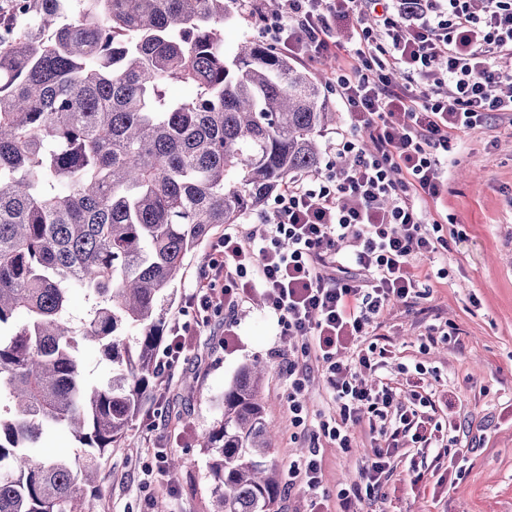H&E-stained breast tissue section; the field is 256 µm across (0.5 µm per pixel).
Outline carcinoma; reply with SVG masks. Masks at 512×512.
<instances>
[{
    "mask_svg": "<svg viewBox=\"0 0 512 512\" xmlns=\"http://www.w3.org/2000/svg\"><path fill=\"white\" fill-rule=\"evenodd\" d=\"M60 2L0 0V512H90L85 488L156 391L161 302L187 256L318 171L336 123L288 57L246 40L226 58L236 0ZM81 342L112 362L107 384H88ZM263 378L242 367L200 437L214 512H276ZM49 426L82 458L33 455Z\"/></svg>",
    "mask_w": 512,
    "mask_h": 512,
    "instance_id": "obj_1",
    "label": "carcinoma"
}]
</instances>
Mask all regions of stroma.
Here are the masks:
<instances>
[{
  "label": "stroma",
  "instance_id": "obj_1",
  "mask_svg": "<svg viewBox=\"0 0 512 512\" xmlns=\"http://www.w3.org/2000/svg\"><path fill=\"white\" fill-rule=\"evenodd\" d=\"M223 37L229 55L239 42L266 35L241 2L225 19ZM289 61L321 84L337 114L336 124L321 134V159L329 161L331 141L348 122L336 92L339 61L332 53L312 60L293 55ZM446 177L436 209L448 217L442 231L448 274L431 279L429 293L414 304L385 310L380 341L390 351L385 371L393 383L422 380L438 402L435 417L441 422L447 414L443 400L451 398L458 420L481 446L466 452L465 472L453 482L433 454L418 457L424 478L414 486L404 480L402 451L412 441L403 438L381 495L353 501L354 512H512V117L491 112L479 126L452 133ZM214 242L206 237L187 258L181 282L164 303L166 321H192L188 295ZM228 326L235 333L229 342ZM300 343L283 333L262 298L231 314L213 310L209 327L190 337L185 360L146 398L121 446L102 459L101 492L90 499L92 512H154L159 500L168 512H212L213 483L196 439L220 422L224 391L239 369L255 363L266 369L260 394L275 433L268 462L284 476L290 461L322 448L326 508L337 512L338 492L358 484L361 460L374 440L364 420L350 425L349 449L322 435L318 422L328 410L329 392L316 372L301 395L303 422L292 423L286 366ZM159 451L179 458L181 471L148 473Z\"/></svg>",
  "mask_w": 512,
  "mask_h": 512
}]
</instances>
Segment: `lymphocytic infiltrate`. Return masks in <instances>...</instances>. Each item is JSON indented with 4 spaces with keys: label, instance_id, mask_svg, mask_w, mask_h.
Returning a JSON list of instances; mask_svg holds the SVG:
<instances>
[{
    "label": "lymphocytic infiltrate",
    "instance_id": "obj_1",
    "mask_svg": "<svg viewBox=\"0 0 512 512\" xmlns=\"http://www.w3.org/2000/svg\"><path fill=\"white\" fill-rule=\"evenodd\" d=\"M475 15L469 0H425L415 18L390 9L389 0H279L264 16L275 46L322 54L339 45L347 65L336 80L348 109V129L333 143L326 171L302 175L275 197L270 213L242 228L225 225L216 252L197 277L191 300L194 325L173 322L158 374L184 354L192 331L210 323L216 281L234 309L254 295L288 333L301 337L288 362L294 392L312 372L329 387L332 412L319 423L337 447L351 444L348 423L368 418L381 440L362 463L360 481L340 491L341 512L353 498L381 492L398 438L411 434L422 448L458 447L462 426L435 423V402L418 388L401 389L381 376L387 354L377 343L384 310L421 295L414 263L435 265L444 240L430 215L444 191L438 153L451 132L477 125L490 112H512L500 86L512 80V0H485ZM351 20L346 41L333 42L330 22ZM407 79L447 85L444 97L413 94L392 85L388 68ZM374 381H366V372ZM319 449L288 468L289 486L310 495L307 512H325Z\"/></svg>",
    "mask_w": 512,
    "mask_h": 512
}]
</instances>
